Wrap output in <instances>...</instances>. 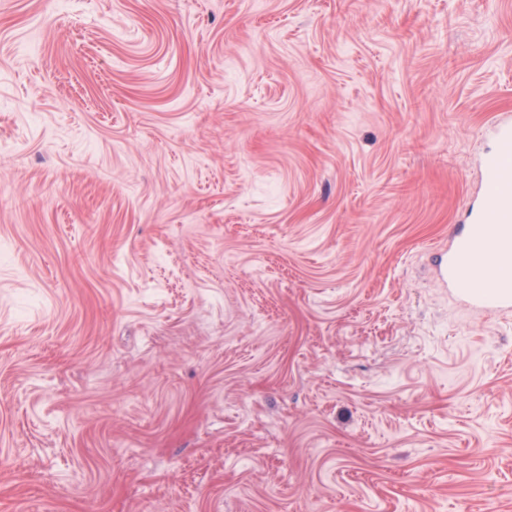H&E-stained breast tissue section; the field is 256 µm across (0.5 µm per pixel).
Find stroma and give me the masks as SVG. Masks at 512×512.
I'll return each instance as SVG.
<instances>
[{"label":"stroma","instance_id":"1","mask_svg":"<svg viewBox=\"0 0 512 512\" xmlns=\"http://www.w3.org/2000/svg\"><path fill=\"white\" fill-rule=\"evenodd\" d=\"M507 115L512 0H0V512H512ZM491 130L496 149L485 156L483 168L492 190L471 208L467 224L451 227L436 271L443 284L461 287L472 309L511 312L512 286L498 282V275L512 266V120L496 119Z\"/></svg>","mask_w":512,"mask_h":512}]
</instances>
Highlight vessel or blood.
I'll list each match as a JSON object with an SVG mask.
<instances>
[{
  "label": "vessel or blood",
  "instance_id": "b4317fda",
  "mask_svg": "<svg viewBox=\"0 0 512 512\" xmlns=\"http://www.w3.org/2000/svg\"><path fill=\"white\" fill-rule=\"evenodd\" d=\"M491 130L496 149L483 168L492 189L470 210L467 223L452 226L436 271L443 284L461 287L472 309L511 312L512 286L498 275L512 266V120L496 119Z\"/></svg>",
  "mask_w": 512,
  "mask_h": 512
}]
</instances>
